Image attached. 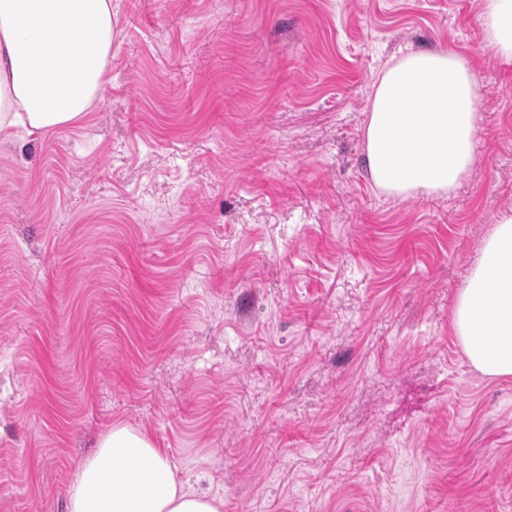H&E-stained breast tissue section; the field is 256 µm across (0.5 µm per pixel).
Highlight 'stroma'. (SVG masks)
<instances>
[{"instance_id": "35a3bbf8", "label": "stroma", "mask_w": 512, "mask_h": 512, "mask_svg": "<svg viewBox=\"0 0 512 512\" xmlns=\"http://www.w3.org/2000/svg\"><path fill=\"white\" fill-rule=\"evenodd\" d=\"M97 105L0 136V512H67L117 422L221 512H512V377L459 288L512 212V62L480 0H113ZM480 77L449 198L374 194L393 58Z\"/></svg>"}]
</instances>
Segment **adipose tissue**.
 <instances>
[{"label": "adipose tissue", "mask_w": 512, "mask_h": 512, "mask_svg": "<svg viewBox=\"0 0 512 512\" xmlns=\"http://www.w3.org/2000/svg\"><path fill=\"white\" fill-rule=\"evenodd\" d=\"M484 42L512 60V0H481ZM112 0H0V134H45L82 122L112 69ZM479 79L457 51H417L381 72L365 152L378 195L447 197L476 158ZM452 333L472 367L512 377V212L486 237L452 309ZM67 512H220L185 489L164 449L112 424L68 489Z\"/></svg>", "instance_id": "1"}]
</instances>
